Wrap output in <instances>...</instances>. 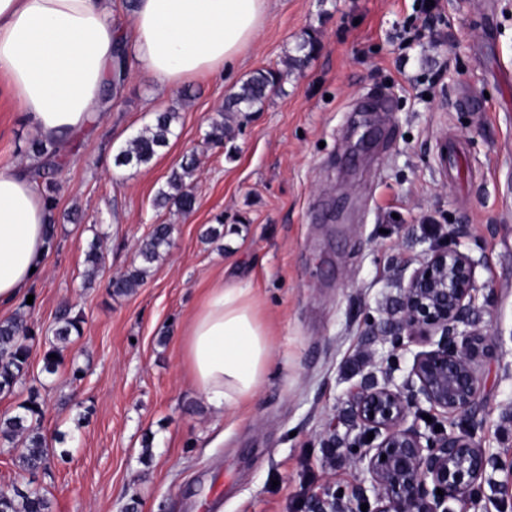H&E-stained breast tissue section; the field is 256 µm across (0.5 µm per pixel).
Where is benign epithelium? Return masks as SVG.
I'll list each match as a JSON object with an SVG mask.
<instances>
[{"mask_svg":"<svg viewBox=\"0 0 512 512\" xmlns=\"http://www.w3.org/2000/svg\"><path fill=\"white\" fill-rule=\"evenodd\" d=\"M466 234L464 226L455 225L430 249L402 285L398 308L378 333L383 341L419 338L430 349L414 354L402 382L395 381L394 367L381 363L350 392L349 427L357 432V462L370 482L368 488H352L351 499L368 504L366 512H454L450 503L472 497L493 463L475 434L452 430L456 417L479 406L478 358L492 345L472 320L477 295L488 285L476 279L484 259L460 249ZM425 414L431 422L422 428ZM307 508L341 512L343 505L317 495Z\"/></svg>","mask_w":512,"mask_h":512,"instance_id":"1","label":"benign epithelium"}]
</instances>
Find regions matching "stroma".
<instances>
[{
    "mask_svg": "<svg viewBox=\"0 0 512 512\" xmlns=\"http://www.w3.org/2000/svg\"><path fill=\"white\" fill-rule=\"evenodd\" d=\"M270 0L256 41L225 74L160 88L128 69L100 122L56 176L55 226L32 302L0 310L34 327L13 414L36 388L56 450L36 480L54 512H307L310 493L366 482L348 431L350 391L390 355L395 380L417 344L372 335L449 224L484 258L473 319L493 346L479 362L483 405L462 420L502 467L482 502L512 512V0ZM313 39L315 49L302 44ZM301 58L285 70L286 57ZM282 71L224 144L205 134L250 74ZM178 119L151 164L116 166L156 113ZM36 133L0 82V168L22 165ZM199 168L192 213L156 204L184 155ZM171 242L128 295L111 275L139 266L154 225ZM223 226L212 240L209 228ZM103 242L89 277L86 252ZM249 283L274 327L272 364L248 410L218 416L188 379L180 337L204 288ZM84 317L43 370L62 304ZM67 457H60V450Z\"/></svg>",
    "mask_w": 512,
    "mask_h": 512,
    "instance_id": "stroma-1",
    "label": "stroma"
}]
</instances>
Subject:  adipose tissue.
<instances>
[{
	"instance_id": "1",
	"label": "adipose tissue",
	"mask_w": 512,
	"mask_h": 512,
	"mask_svg": "<svg viewBox=\"0 0 512 512\" xmlns=\"http://www.w3.org/2000/svg\"><path fill=\"white\" fill-rule=\"evenodd\" d=\"M268 0H138L129 32L112 24V0H0V76L22 119L59 149L101 107L118 49L160 86L213 75L258 35ZM38 184L0 168V308L15 305L49 251ZM271 330L249 286L221 281L182 334L183 362L215 411L237 413L264 384Z\"/></svg>"
}]
</instances>
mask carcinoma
I'll use <instances>...</instances> for the list:
<instances>
[{"instance_id": "carcinoma-1", "label": "carcinoma", "mask_w": 512, "mask_h": 512, "mask_svg": "<svg viewBox=\"0 0 512 512\" xmlns=\"http://www.w3.org/2000/svg\"><path fill=\"white\" fill-rule=\"evenodd\" d=\"M281 73L273 70H258L245 79L237 92L228 100L224 112H247L261 105L268 93L279 83ZM176 120L174 112H160L154 123L145 127L136 135L126 148L116 156L119 165L141 167L149 164L160 148L167 145L172 134V125ZM229 137V128L224 120H215L206 133V140L221 144ZM27 153L37 158L38 166L34 176L46 183L48 191H53L52 176L59 170L61 163L57 159V147L52 142L41 139L30 143ZM198 163L196 156L185 157L179 168L173 170L168 178V190H161L158 202L161 206L170 205L180 212L194 209L196 198L192 192L191 178ZM172 227L158 224L139 248L142 265L110 280V287L116 295H127L137 288L146 276L149 266L158 261L170 244ZM83 316L73 311L67 303L56 312L54 336L57 342L64 344L70 336L80 335ZM33 329L20 318L0 321V394L14 391L27 366L30 348L28 340ZM38 394L30 391L28 398L19 405L20 412L14 415L0 416V442L20 444L18 465L20 470L30 476L23 485L16 483L0 491V512H53L51 499L39 487L34 485L33 477L46 469L50 454L47 439L40 426L42 411L37 402Z\"/></svg>"}]
</instances>
